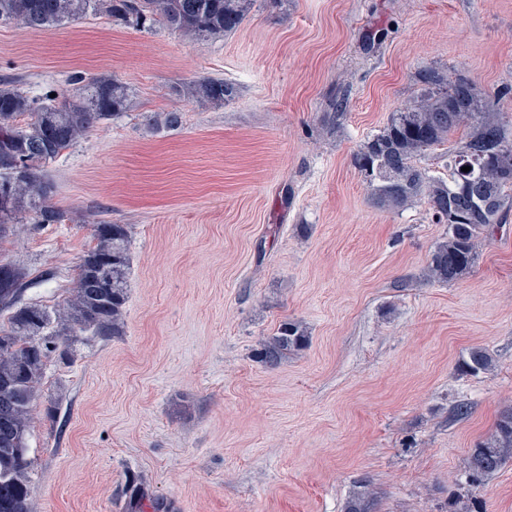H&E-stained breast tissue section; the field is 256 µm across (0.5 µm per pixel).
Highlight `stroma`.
<instances>
[{
    "mask_svg": "<svg viewBox=\"0 0 512 512\" xmlns=\"http://www.w3.org/2000/svg\"><path fill=\"white\" fill-rule=\"evenodd\" d=\"M426 65L489 98L512 86V0H254L236 31L194 42L104 15L0 24V77L31 95L81 72L136 98L48 165L67 221L0 241L34 280L25 301L55 308L92 242L85 216L133 231L122 335L46 371L32 512H344L363 481L377 512H450L469 448L512 406V221L467 278L427 281L446 225L421 202L376 208L352 164ZM199 77L235 97L176 94ZM171 110L179 128L144 126ZM288 319L309 346L258 362ZM476 345L493 372L463 370ZM479 498L512 512V461Z\"/></svg>",
    "mask_w": 512,
    "mask_h": 512,
    "instance_id": "stroma-1",
    "label": "stroma"
}]
</instances>
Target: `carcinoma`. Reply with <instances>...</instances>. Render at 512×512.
I'll list each match as a JSON object with an SVG mask.
<instances>
[{
  "instance_id": "cac0c4a2",
  "label": "carcinoma",
  "mask_w": 512,
  "mask_h": 512,
  "mask_svg": "<svg viewBox=\"0 0 512 512\" xmlns=\"http://www.w3.org/2000/svg\"><path fill=\"white\" fill-rule=\"evenodd\" d=\"M253 0H0V22H17L43 31L102 13L139 29L162 23L188 39L217 38L238 29ZM413 101L391 113L386 125L362 143L353 164L372 188L377 207L400 210L422 201L433 222L448 229L430 255L425 275L454 283L476 266L486 238L512 209V123L504 120L500 99H486L467 78H451L435 67L420 69ZM180 93L219 106L236 89L222 79L198 78ZM134 108V94L119 79L101 74L75 75L60 97L32 96L17 81L0 77V240L36 225L62 224L66 212L51 202L53 186L43 179L50 162L91 131ZM147 126L175 129L176 111L142 115ZM458 142H452L456 134ZM451 144L447 174L434 176L418 165L431 149ZM468 166L470 170L462 171ZM92 244L77 265L71 299L55 312L24 303L33 285L24 265L0 263V512H31L28 437L42 394L51 353L70 363L83 334L107 338L124 328L130 288L132 227L93 219ZM302 323L279 324L258 350L257 359L278 364L307 347ZM494 356L485 347L469 350L471 373L492 370ZM512 461V407L501 411L492 431L464 459L468 490L454 512H474L471 489ZM375 493L365 490L348 501L345 512H375Z\"/></svg>"
}]
</instances>
